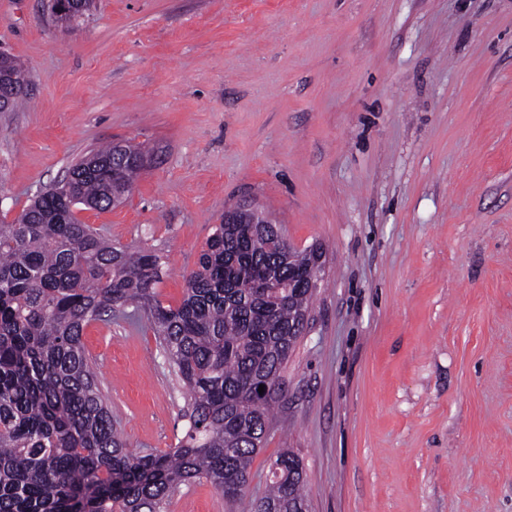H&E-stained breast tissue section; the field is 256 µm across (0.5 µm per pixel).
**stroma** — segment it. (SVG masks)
<instances>
[{"mask_svg": "<svg viewBox=\"0 0 512 512\" xmlns=\"http://www.w3.org/2000/svg\"><path fill=\"white\" fill-rule=\"evenodd\" d=\"M49 4L0 0L29 98L0 112V223L130 141L153 153L128 197L77 216L162 254V304L243 199L323 253L243 498L201 480L166 512H251L286 449L307 512H512V0ZM82 341L127 448H174L184 389L146 315Z\"/></svg>", "mask_w": 512, "mask_h": 512, "instance_id": "1", "label": "stroma"}]
</instances>
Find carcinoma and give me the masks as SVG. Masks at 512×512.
Returning <instances> with one entry per match:
<instances>
[{
    "label": "carcinoma",
    "mask_w": 512,
    "mask_h": 512,
    "mask_svg": "<svg viewBox=\"0 0 512 512\" xmlns=\"http://www.w3.org/2000/svg\"><path fill=\"white\" fill-rule=\"evenodd\" d=\"M141 171L110 145L93 150L0 224V512H164L202 479L234 503L269 435L322 252L295 250L274 224H218L181 302L165 306L161 256L117 248L74 213L112 207ZM129 307L187 389L188 428L161 455L127 451L82 343L89 323ZM306 507L301 461L285 451L254 512Z\"/></svg>",
    "instance_id": "cac0c4a2"
}]
</instances>
